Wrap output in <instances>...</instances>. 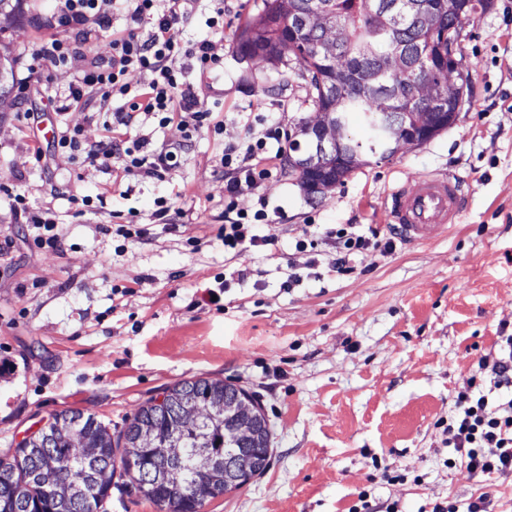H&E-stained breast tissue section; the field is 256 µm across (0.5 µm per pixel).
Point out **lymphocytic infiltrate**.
I'll return each mask as SVG.
<instances>
[{"instance_id": "f902f5d3", "label": "lymphocytic infiltrate", "mask_w": 512, "mask_h": 512, "mask_svg": "<svg viewBox=\"0 0 512 512\" xmlns=\"http://www.w3.org/2000/svg\"><path fill=\"white\" fill-rule=\"evenodd\" d=\"M195 0H56L49 16V36L40 40L32 55V70L66 67L75 54L87 59L86 68L75 77L58 101L59 110L79 106L91 119L101 121L104 139L86 143L78 128L62 126L52 144L55 150L70 154L82 163L112 169L140 181L160 180L175 170L178 151L152 146L143 129L150 120L166 125L178 123L186 135L201 129L223 134L224 127L212 119L199 98L184 81L182 70L173 60L183 54L190 67L205 74L223 61L212 41L203 39L181 47L176 33L192 20ZM124 17L122 29H115L117 17ZM112 35V54L100 60L93 43L103 33ZM139 83H131V75ZM126 98V107L107 110L111 97ZM285 133L276 125L250 133L244 143L227 144L220 159L224 169L225 248L243 251L275 245V234L258 235L257 225L269 223L266 208L255 212L237 209L236 198L255 189L268 175L270 163L279 160L280 151L269 150V142H281ZM11 210L16 219L34 229L37 247H56L57 222L51 209L34 207L28 196L10 190ZM336 273L350 271L354 255L381 249L392 252L394 234L378 229L357 230L345 224L337 228ZM489 371V389L458 393L455 410L444 431L455 454L449 466L464 465L478 477L512 472V335L501 337L498 355H485L478 361Z\"/></svg>"}]
</instances>
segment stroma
Masks as SVG:
<instances>
[{
	"label": "stroma",
	"mask_w": 512,
	"mask_h": 512,
	"mask_svg": "<svg viewBox=\"0 0 512 512\" xmlns=\"http://www.w3.org/2000/svg\"><path fill=\"white\" fill-rule=\"evenodd\" d=\"M262 0H229L224 25L200 7L183 44L208 39L223 54L206 78L184 80L224 123L223 134L186 138L174 124L153 145L179 151L170 177L114 182L111 172L59 154L36 163L26 143L66 124L86 142L101 122L56 97L85 67L83 56L42 76L27 67L47 31L51 0H26L25 27L6 35L16 63L15 105L0 112V185L52 208L60 239L40 249L0 192V459L51 415L74 410L118 433L149 399L191 377L221 379L253 394L272 430L271 462L239 490L206 500L202 512H349L360 491L377 512L459 508L480 494L491 512H512V473L487 479L452 453L441 425L468 389L481 356L512 332V0L463 26L469 85L457 121L430 140L355 170L322 201L277 170L236 199L255 211L266 199L277 243L225 250L224 146L248 136L255 115L295 132L308 117L303 80L242 57L238 29ZM36 113L32 129L17 121ZM460 176L469 198L460 223L440 237L401 241L395 251L355 256L339 275L330 230L370 224L387 231L386 196L400 182ZM108 196L106 210L80 208ZM186 211L173 231L154 224L158 200ZM148 226L123 238L118 225ZM316 251L297 249L303 235ZM248 270L238 280V270ZM292 288H285V281ZM222 288L219 303L208 290Z\"/></svg>",
	"instance_id": "stroma-1"
}]
</instances>
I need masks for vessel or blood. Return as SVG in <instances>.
Wrapping results in <instances>:
<instances>
[{
    "label": "vessel or blood",
    "instance_id": "b4317fda",
    "mask_svg": "<svg viewBox=\"0 0 512 512\" xmlns=\"http://www.w3.org/2000/svg\"><path fill=\"white\" fill-rule=\"evenodd\" d=\"M465 183L457 175H423L391 189L386 197L390 223L406 239L423 242L458 223Z\"/></svg>",
    "mask_w": 512,
    "mask_h": 512
}]
</instances>
